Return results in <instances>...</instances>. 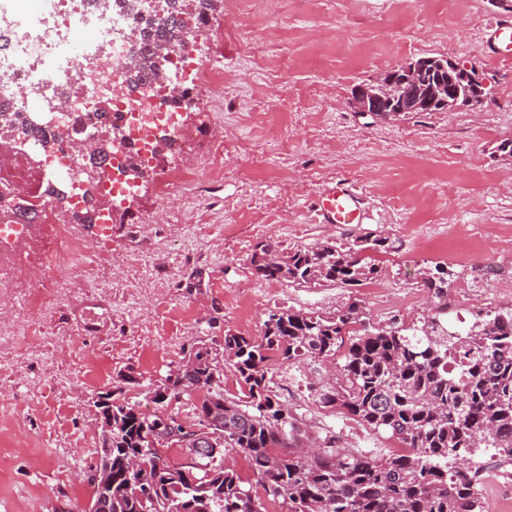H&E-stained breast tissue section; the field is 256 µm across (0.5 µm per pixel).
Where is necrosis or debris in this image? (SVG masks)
Returning a JSON list of instances; mask_svg holds the SVG:
<instances>
[{
    "instance_id": "1",
    "label": "necrosis or debris",
    "mask_w": 512,
    "mask_h": 512,
    "mask_svg": "<svg viewBox=\"0 0 512 512\" xmlns=\"http://www.w3.org/2000/svg\"><path fill=\"white\" fill-rule=\"evenodd\" d=\"M152 22L142 0H110L106 8L99 0H45L38 36L17 23L0 25V112L13 122L12 137H0V306L18 313L17 321L0 324L1 336L42 334L62 290L96 289L88 269L96 249L78 233L75 218L90 198L109 202L97 219L101 237H108L135 193L126 179L130 149H137L147 176L162 168L160 141L193 154L196 131L182 120V102L201 86L224 91L223 67L201 48L209 23L185 11L184 41L162 63L166 81L147 95L132 93L124 66L146 50L138 35ZM85 28L109 55L83 56L74 33ZM33 100L64 109L38 119ZM102 140L111 146L112 176L91 182L72 160L74 145ZM30 270L39 272V284L20 293Z\"/></svg>"
}]
</instances>
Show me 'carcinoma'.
Returning <instances> with one entry per match:
<instances>
[{"instance_id":"1","label":"carcinoma","mask_w":512,"mask_h":512,"mask_svg":"<svg viewBox=\"0 0 512 512\" xmlns=\"http://www.w3.org/2000/svg\"><path fill=\"white\" fill-rule=\"evenodd\" d=\"M171 2V12L155 18L148 33L151 50L128 71L136 89L158 73L160 52L179 40L183 2ZM385 246L381 238L349 247L324 241L284 252L261 243L250 264L267 280L360 288L379 274L362 252ZM423 287L440 300L448 296V271L435 267ZM273 353L284 362L341 354L340 376L314 387L315 401L345 409L400 450L347 452L327 433L310 455L286 452L296 446L297 418L269 377ZM222 365L235 373L238 394H224ZM200 382L207 390L201 409L209 447L218 452L173 461L169 452L179 440L170 438L167 421ZM133 383L125 377L100 394L111 429L99 435L88 466V512H100L104 490L96 476L109 468L111 512H253L260 489L272 492L282 512H484L477 457L512 466V313L459 334L435 318L408 328H369L358 299L329 315L278 307L256 338L226 331L219 341L196 339L182 348L150 396L154 412L139 409L129 395ZM227 448L250 457L258 486L224 464Z\"/></svg>"}]
</instances>
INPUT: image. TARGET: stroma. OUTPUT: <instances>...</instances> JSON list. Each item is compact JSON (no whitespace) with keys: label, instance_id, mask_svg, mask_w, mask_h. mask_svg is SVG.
<instances>
[{"label":"stroma","instance_id":"1","mask_svg":"<svg viewBox=\"0 0 512 512\" xmlns=\"http://www.w3.org/2000/svg\"><path fill=\"white\" fill-rule=\"evenodd\" d=\"M495 0H267L260 13L216 0L208 47L223 64V98L195 91L189 125L197 155L224 152V183L209 203L167 224L147 178L113 225L107 264L94 266L102 296L72 289L51 311L49 339L1 336L0 512H85L93 489L83 472L98 434L91 405L124 377L158 379L198 337L232 330L260 335L269 310L328 315L348 289L269 281L250 265L256 244L281 250L324 240L348 245L384 238L367 256L382 270L357 295L367 323L411 326L431 313L464 331L512 310V158L494 148L512 140V61L486 57ZM443 55L486 79L478 108L384 120L354 112L355 84L423 56ZM336 180L361 195L357 224H323L311 210ZM162 242L136 257L131 227ZM448 270V307L438 310L423 270ZM322 361H273L278 394L307 437L332 432L345 449L392 442L324 408L311 394Z\"/></svg>","mask_w":512,"mask_h":512}]
</instances>
